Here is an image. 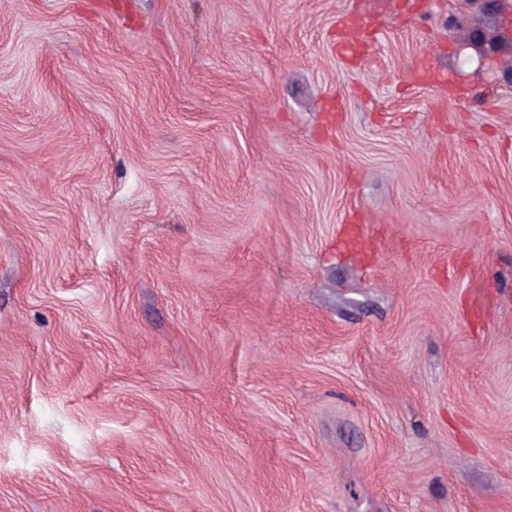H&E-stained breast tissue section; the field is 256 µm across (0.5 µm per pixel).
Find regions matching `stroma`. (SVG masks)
Returning <instances> with one entry per match:
<instances>
[{
    "label": "stroma",
    "instance_id": "obj_1",
    "mask_svg": "<svg viewBox=\"0 0 512 512\" xmlns=\"http://www.w3.org/2000/svg\"><path fill=\"white\" fill-rule=\"evenodd\" d=\"M476 16L0 0V512H512V13Z\"/></svg>",
    "mask_w": 512,
    "mask_h": 512
}]
</instances>
